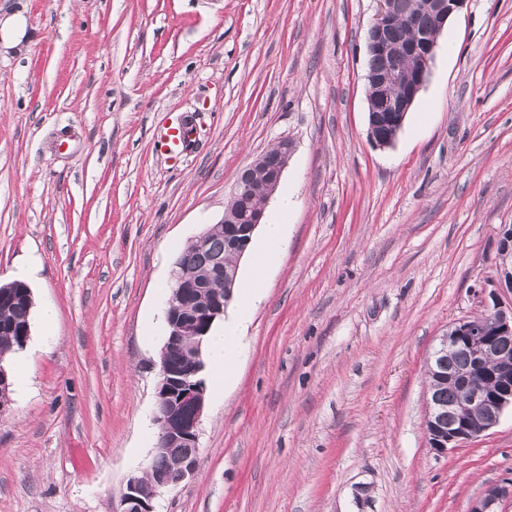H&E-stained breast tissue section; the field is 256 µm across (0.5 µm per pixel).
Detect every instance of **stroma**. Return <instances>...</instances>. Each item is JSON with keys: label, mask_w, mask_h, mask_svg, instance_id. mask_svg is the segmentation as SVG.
I'll return each mask as SVG.
<instances>
[{"label": "stroma", "mask_w": 512, "mask_h": 512, "mask_svg": "<svg viewBox=\"0 0 512 512\" xmlns=\"http://www.w3.org/2000/svg\"><path fill=\"white\" fill-rule=\"evenodd\" d=\"M376 0H0V281L35 314L0 413V512H115L158 435V285L290 140L287 232L193 475L155 512H470L512 412L436 453L429 357L512 306V0H467L392 146L367 130ZM191 119L172 153L159 130ZM55 312L43 324L40 308ZM293 145L289 140H283L281 145V157L283 161L280 162V150L278 146L266 153L262 154L258 158H256L246 169L242 171L239 179L237 180L235 187L233 189V193L231 195V200L239 199L240 197L246 196L251 189V178L252 175L256 172H261L266 179L267 183V199L272 197V194L276 191L284 170L286 168V164L288 158L292 152ZM275 167L270 168L267 164ZM498 284L512 294V226L502 227L498 245Z\"/></svg>", "instance_id": "35a3bbf8"}]
</instances>
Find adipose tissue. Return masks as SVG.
<instances>
[{"instance_id": "obj_1", "label": "adipose tissue", "mask_w": 512, "mask_h": 512, "mask_svg": "<svg viewBox=\"0 0 512 512\" xmlns=\"http://www.w3.org/2000/svg\"><path fill=\"white\" fill-rule=\"evenodd\" d=\"M288 205V200H281L279 218L263 226L262 239L257 246L253 267L238 287L240 304L237 311L225 321L222 329L210 334L206 339L208 363L216 391H223L226 381L231 376L241 330L249 321L253 308L263 293L269 269L280 249L286 230L282 217L287 214Z\"/></svg>"}]
</instances>
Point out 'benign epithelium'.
I'll return each instance as SVG.
<instances>
[{
    "mask_svg": "<svg viewBox=\"0 0 512 512\" xmlns=\"http://www.w3.org/2000/svg\"><path fill=\"white\" fill-rule=\"evenodd\" d=\"M378 8L367 34L368 68L365 75L367 101L368 136L380 147L390 146L404 125L412 105L427 84L431 75L438 47V39L448 21L455 16L467 0H415L406 16L408 25L418 26L420 19L428 20L421 39L410 48L415 58L413 72L400 78L395 67L398 43L391 39L395 29L396 0H377ZM400 85L399 97L392 89ZM291 141L281 145L283 161L269 167L265 155H260L237 180L231 199L247 195L251 189V178L256 172L265 176L267 196L276 191L288 158L292 152ZM264 210H255L246 215V236L234 232L228 239L229 249L238 255L245 254L252 235L262 224ZM498 284L512 293V226L502 227L498 245ZM176 291L166 302L168 339L165 347L180 344L185 336H197L199 340L185 353V362L172 364L166 353L160 355L159 380L155 389L153 421L159 434L153 455L165 453L177 444L189 448L199 447V432L205 407V388L194 380L202 370L203 347L200 337L209 333L215 322L224 318L231 297L211 295L209 276L200 274L191 278L173 274ZM512 342V310L494 306L485 312L483 319H463L448 328L434 350L428 366V376H436L459 387L456 405L461 409L475 408L480 417L456 418L446 422L447 414L435 398L427 397L425 431L430 447L440 454L458 448L490 428L500 420L502 414L512 410V353L504 346ZM463 349L470 355V363L461 372H445L448 356ZM196 466V456L188 454L178 467L156 474L160 488H172L190 478ZM512 497V487L499 484L488 486L482 496L472 505L470 512H499L503 498ZM115 512H155L153 500L140 494L139 477L128 479Z\"/></svg>",
    "mask_w": 512,
    "mask_h": 512,
    "instance_id": "7a95c632",
    "label": "benign epithelium"
}]
</instances>
